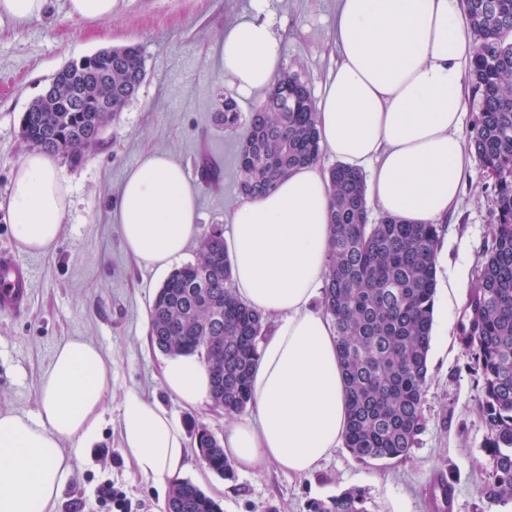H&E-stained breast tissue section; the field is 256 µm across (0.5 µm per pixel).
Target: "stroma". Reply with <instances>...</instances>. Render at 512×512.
I'll return each mask as SVG.
<instances>
[{
	"label": "stroma",
	"mask_w": 512,
	"mask_h": 512,
	"mask_svg": "<svg viewBox=\"0 0 512 512\" xmlns=\"http://www.w3.org/2000/svg\"><path fill=\"white\" fill-rule=\"evenodd\" d=\"M251 16L271 24L285 69L320 96L339 61L336 0H117L103 22L72 18L67 0H51L48 11L26 26L0 23V248L14 243L5 204L12 169L27 151L20 120L52 75L68 61L129 44L140 46L147 72L88 161L64 168L74 206L59 242L28 258L33 276L24 313L0 315L1 410L36 411L40 381L67 338L92 341L112 373L97 438L82 450L54 512H164L167 490L143 478L121 448L128 393L161 401L188 432L203 427L220 437L230 422L208 404L186 409L162 389L164 355L150 342L149 310L163 281L128 253L114 212L127 169L147 153L165 152L195 188L199 232L217 226L231 234L232 213L242 200L237 154L247 128L224 129L215 115L223 97H234L246 113L259 96L240 94L224 76L219 43L226 26ZM205 161L218 173L207 188L200 180ZM494 197L491 179L474 167L462 178L456 208L442 221L425 427L406 460L365 465L341 447L305 477L270 465L226 479L192 448L186 479L223 512H308L311 501L352 487L365 489L375 512H434L429 487L439 477L455 484L457 512H503L478 493L479 473L489 462L488 430L478 414L480 374L457 338L460 311L491 239ZM107 480L124 492V508L97 499L95 488Z\"/></svg>",
	"instance_id": "stroma-1"
}]
</instances>
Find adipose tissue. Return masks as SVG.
Returning a JSON list of instances; mask_svg holds the SVG:
<instances>
[{
  "label": "adipose tissue",
  "instance_id": "ef3b65f1",
  "mask_svg": "<svg viewBox=\"0 0 512 512\" xmlns=\"http://www.w3.org/2000/svg\"><path fill=\"white\" fill-rule=\"evenodd\" d=\"M335 37L341 62L316 104L322 147L344 165L368 169L371 198L385 213L413 224L443 219L473 166L463 141L462 81L475 44L459 0H338ZM220 48L224 75L241 92L269 89L282 69L280 43L265 20L235 22ZM72 204L51 156L31 150L14 165L7 207L23 249H54ZM330 209L328 177L310 164L233 212L236 294L276 320L251 373V414L224 428V453L239 471L273 464L309 475L345 442L336 332L314 306L328 273ZM116 217L126 249L165 274L198 231L196 193L183 167L164 153L142 157L126 174ZM161 380L187 408L211 396L209 370L196 354L165 359ZM108 392L94 343L58 344L35 413L0 410V512H53L96 436ZM121 439L139 474L158 485L187 467L180 421L134 393L124 403Z\"/></svg>",
  "mask_w": 512,
  "mask_h": 512
}]
</instances>
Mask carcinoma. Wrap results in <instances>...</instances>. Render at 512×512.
<instances>
[{"label":"carcinoma","mask_w":512,"mask_h":512,"mask_svg":"<svg viewBox=\"0 0 512 512\" xmlns=\"http://www.w3.org/2000/svg\"><path fill=\"white\" fill-rule=\"evenodd\" d=\"M476 41L468 82L480 98L469 141L494 180L492 243L458 326L459 343L481 376L479 413L488 428L489 463L480 496L512 503V0H462ZM73 82L53 98L37 97L23 113L29 148L79 168L120 119L146 79L140 47L112 49L66 63ZM236 101L224 98V128L239 124ZM238 153L239 190L247 198L272 191L288 172L317 163L321 146L316 106L307 85L279 74L247 116ZM333 232L322 303L334 321L350 409L345 445L359 462L405 459L424 428L436 293L437 224H410L391 215L369 223L360 172H329ZM150 336L167 355L196 353L211 375L213 406L234 417L251 400L250 374L267 318L236 295L220 228L198 241L196 261L174 270L150 309ZM194 442L214 473L233 467L206 428ZM165 512H221L190 480L174 482ZM309 512H374L364 490L349 488L313 501Z\"/></svg>","instance_id":"cac0c4a2"}]
</instances>
